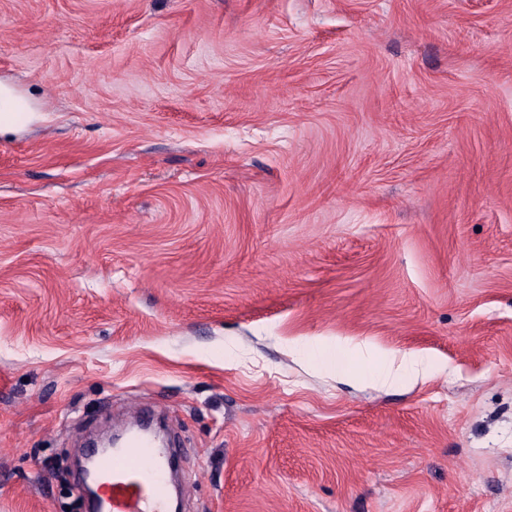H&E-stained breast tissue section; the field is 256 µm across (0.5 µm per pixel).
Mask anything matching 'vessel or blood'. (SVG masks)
<instances>
[{"mask_svg": "<svg viewBox=\"0 0 512 512\" xmlns=\"http://www.w3.org/2000/svg\"><path fill=\"white\" fill-rule=\"evenodd\" d=\"M169 448L145 436L103 457L98 473L104 489V512H167L170 497Z\"/></svg>", "mask_w": 512, "mask_h": 512, "instance_id": "obj_1", "label": "vessel or blood"}]
</instances>
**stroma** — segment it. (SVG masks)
<instances>
[{
	"label": "stroma",
	"instance_id": "stroma-1",
	"mask_svg": "<svg viewBox=\"0 0 512 512\" xmlns=\"http://www.w3.org/2000/svg\"><path fill=\"white\" fill-rule=\"evenodd\" d=\"M4 85L0 512L138 405L183 512H512V0H0Z\"/></svg>",
	"mask_w": 512,
	"mask_h": 512
}]
</instances>
